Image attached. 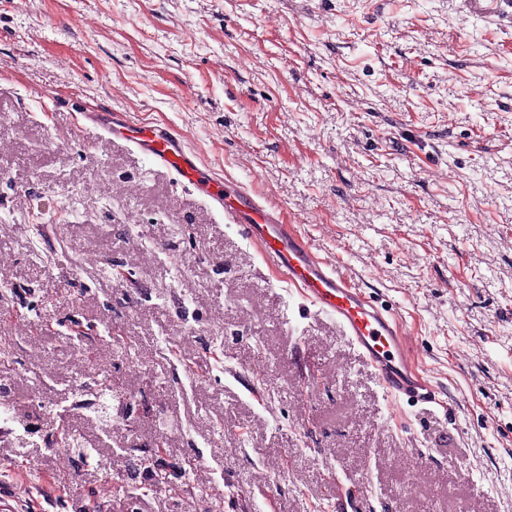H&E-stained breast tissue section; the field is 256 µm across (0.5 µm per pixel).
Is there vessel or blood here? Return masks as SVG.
Segmentation results:
<instances>
[{
  "mask_svg": "<svg viewBox=\"0 0 512 512\" xmlns=\"http://www.w3.org/2000/svg\"><path fill=\"white\" fill-rule=\"evenodd\" d=\"M463 3L471 15L484 20L512 14V0ZM82 118L84 129L111 136L148 158L156 169L196 191L225 223L256 244L263 261L298 291L307 309L336 323L372 368L384 393L417 404H437L434 385L411 358L407 328L397 311L367 295L337 259L320 256L297 225L286 223L280 208L213 174L177 129L138 122L125 112L88 111Z\"/></svg>",
  "mask_w": 512,
  "mask_h": 512,
  "instance_id": "b4317fda",
  "label": "vessel or blood"
}]
</instances>
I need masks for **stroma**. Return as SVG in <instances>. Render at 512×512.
I'll return each mask as SVG.
<instances>
[{
  "instance_id": "35a3bbf8",
  "label": "stroma",
  "mask_w": 512,
  "mask_h": 512,
  "mask_svg": "<svg viewBox=\"0 0 512 512\" xmlns=\"http://www.w3.org/2000/svg\"><path fill=\"white\" fill-rule=\"evenodd\" d=\"M109 108L178 128L393 304L440 404L387 398ZM48 322L38 337L30 322ZM96 341L73 342V323ZM0 422L15 512H512V19L462 0H0ZM112 378L93 410L89 388ZM165 458L220 499L152 488ZM144 468L148 472V474L151 477V481L153 482L154 486H163L168 487L174 490L175 492L181 491V489H176L173 486H171V482L169 480L170 472L168 469V466L165 462H163L158 455L155 454V456L146 458L143 463Z\"/></svg>"
}]
</instances>
